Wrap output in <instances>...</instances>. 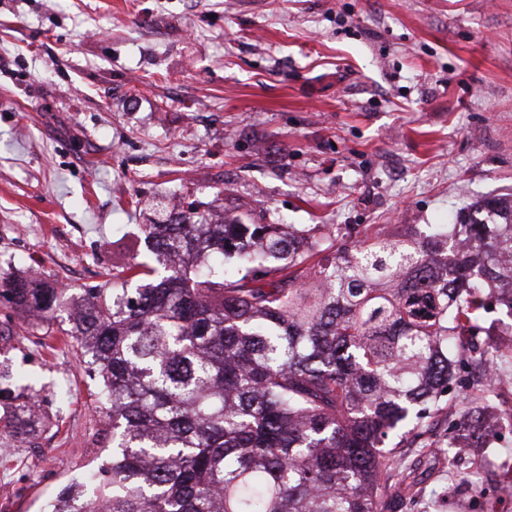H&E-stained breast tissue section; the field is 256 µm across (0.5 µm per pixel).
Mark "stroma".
I'll use <instances>...</instances> for the list:
<instances>
[{
  "label": "stroma",
  "instance_id": "obj_1",
  "mask_svg": "<svg viewBox=\"0 0 512 512\" xmlns=\"http://www.w3.org/2000/svg\"><path fill=\"white\" fill-rule=\"evenodd\" d=\"M510 193L512 0H0V276L69 291L48 334L0 297V364L41 398L0 428V512H45L103 461L66 330L144 260L140 225L191 202L398 237ZM461 424L453 406L410 439L418 493L386 512H440L476 469L460 503L512 512V433L451 461L434 446Z\"/></svg>",
  "mask_w": 512,
  "mask_h": 512
}]
</instances>
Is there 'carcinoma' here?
<instances>
[{
	"label": "carcinoma",
	"mask_w": 512,
	"mask_h": 512,
	"mask_svg": "<svg viewBox=\"0 0 512 512\" xmlns=\"http://www.w3.org/2000/svg\"><path fill=\"white\" fill-rule=\"evenodd\" d=\"M463 215L473 244L448 252L432 225L403 239L346 226L249 224L224 214L141 225L156 266L112 274L71 335L98 375L112 453L49 512H384L410 432L448 405L463 369L493 372L485 314L512 317V200ZM66 290L0 278V296L51 324ZM0 421L25 419L28 385ZM471 422L498 399L463 390Z\"/></svg>",
	"instance_id": "carcinoma-1"
}]
</instances>
